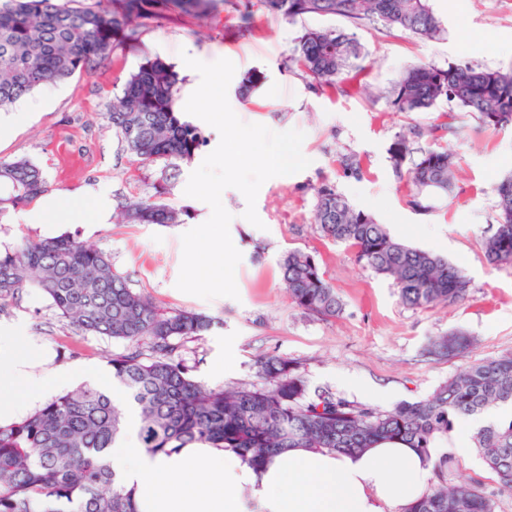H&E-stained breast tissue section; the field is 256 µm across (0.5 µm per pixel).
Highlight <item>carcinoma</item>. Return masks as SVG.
I'll return each instance as SVG.
<instances>
[{"label":"carcinoma","mask_w":512,"mask_h":512,"mask_svg":"<svg viewBox=\"0 0 512 512\" xmlns=\"http://www.w3.org/2000/svg\"><path fill=\"white\" fill-rule=\"evenodd\" d=\"M5 0L0 5V109L48 82L87 72L112 53L134 47L145 21L205 18L214 0ZM289 21L310 15L367 19L419 39H438L445 28L430 0H260ZM362 45L343 29H309L286 60L321 86L344 81ZM174 66L147 57L112 98V129L134 161H188L204 143L194 124L174 108ZM445 99L483 124L512 125V71L472 65L441 67L419 62L405 70L390 91L394 111L428 112ZM393 168L415 188L412 204L425 193L446 192L455 161L442 148H416L406 136L389 147ZM47 192L43 171L25 159H0V217ZM497 224L483 241L491 266L512 264V174L496 187ZM127 224L182 223L181 213L155 199L121 203ZM324 238L354 250L358 262L390 277L402 304L428 309L464 300L470 279L447 258L393 237L372 214L352 207L336 189L317 190L313 214ZM282 280L293 304L335 318L343 303L323 276L315 256L293 249L281 261ZM40 289L76 333L134 344L112 358V377L136 411L141 447L172 454L205 443L238 456L258 469L290 448L361 453L395 441L429 456L450 439L458 419L512 406V354L476 361L450 377L429 398L380 413L354 407L329 391L307 395L293 361L268 357L257 365L263 386L226 390L207 387L173 357L176 337L202 336L211 317L195 311L161 312L102 251L69 235L28 241L0 251V301L27 287ZM149 338L152 355L135 344ZM471 345L454 331L432 341L426 353L449 357ZM127 423L112 396L84 386L51 400L25 419L0 425V512H137L131 494L117 485L109 449ZM475 445L512 493V416L478 429ZM405 512H493L475 487H437Z\"/></svg>","instance_id":"carcinoma-1"}]
</instances>
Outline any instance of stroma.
<instances>
[{
  "label": "stroma",
  "mask_w": 512,
  "mask_h": 512,
  "mask_svg": "<svg viewBox=\"0 0 512 512\" xmlns=\"http://www.w3.org/2000/svg\"><path fill=\"white\" fill-rule=\"evenodd\" d=\"M431 5L446 29L432 41L331 15L291 22L259 0H218L206 19L149 23L140 32L137 50L45 85L0 110V122L20 111L29 114L10 140L0 142V158L30 159L42 168L53 192L86 196L105 186L116 201L159 198L188 211L184 223L171 226L115 222L90 232L81 224H60L56 232L105 252L132 287L163 311L194 310L214 317L208 333L175 342V359L203 384L251 386L258 381V360L278 356L297 364L309 391L327 390L361 408L386 412L427 398L474 361L512 352V265H488L483 250L497 217L495 189L512 173V126H485L444 100L428 112H396L388 94L402 71L421 61L512 70V0H431ZM315 28L346 30L365 50L333 91L285 65L299 37ZM187 55L235 64L228 100L241 121L305 134L301 151L310 164L261 186L256 199L261 226L244 219L246 200L240 191L229 188L222 194L233 216L230 236L242 254L235 299L205 300L176 287L181 236L211 215L208 204L184 190L190 174L217 147L218 131L201 124L206 142L191 162L140 165L109 120L113 96L144 57H161L189 83L198 74L184 64ZM251 70L262 72L265 80L244 99L238 78ZM400 134L424 148H447L454 156L450 194L428 195L422 210L414 207L411 186L389 159L388 148ZM350 155L360 158V175L344 171L341 160ZM324 184L407 244L447 257L471 281L467 298L425 310L403 306L391 279L358 263L351 248L328 241L314 224L316 192ZM291 249L315 255L343 302L338 317L323 318L294 306L279 266ZM15 327L36 337L52 368L106 365L126 348L125 342L107 337L77 335L33 288L0 303V331ZM458 328L474 338L468 352L450 358L427 354L431 339ZM443 482L478 486L495 512H512V494L500 491L496 475L478 453L458 458Z\"/></svg>",
  "instance_id": "1"
}]
</instances>
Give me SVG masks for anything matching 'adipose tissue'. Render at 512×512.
<instances>
[{
	"instance_id": "obj_1",
	"label": "adipose tissue",
	"mask_w": 512,
	"mask_h": 512,
	"mask_svg": "<svg viewBox=\"0 0 512 512\" xmlns=\"http://www.w3.org/2000/svg\"><path fill=\"white\" fill-rule=\"evenodd\" d=\"M21 218L45 227L107 224L112 209L103 190L89 200L51 193ZM43 357L23 328L0 338V422L74 379L71 371L41 372ZM136 431L129 424L111 456L118 484L131 492L138 512H391L425 493L433 466L415 449L382 443L360 454L291 448L257 471L204 445L152 455L141 448Z\"/></svg>"
}]
</instances>
